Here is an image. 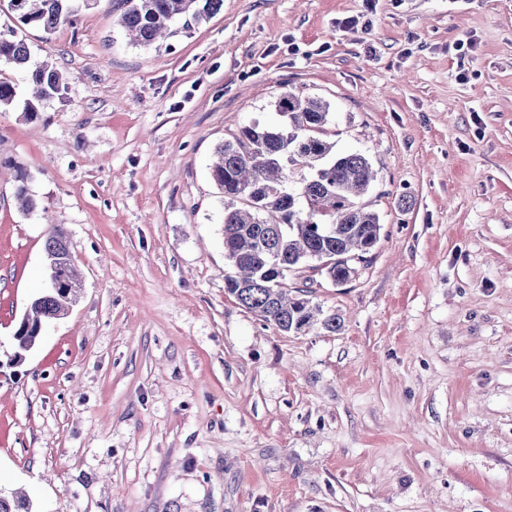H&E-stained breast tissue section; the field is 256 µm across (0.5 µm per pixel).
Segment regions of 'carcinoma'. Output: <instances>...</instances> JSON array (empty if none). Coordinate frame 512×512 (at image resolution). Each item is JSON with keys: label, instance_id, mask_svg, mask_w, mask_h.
<instances>
[{"label": "carcinoma", "instance_id": "obj_1", "mask_svg": "<svg viewBox=\"0 0 512 512\" xmlns=\"http://www.w3.org/2000/svg\"><path fill=\"white\" fill-rule=\"evenodd\" d=\"M8 2L21 25L51 34L74 24L80 6L87 7L92 0ZM223 5L224 0H122L117 24L136 44L150 47L174 35L175 21L185 20L183 28L188 29ZM1 62L30 73L35 92L24 106L28 117L36 115L41 102L68 90L62 73L36 59L13 30L0 33ZM15 98L13 82L0 72V108L12 106ZM275 111L277 123L255 120L215 150L211 177L224 194V256L234 270L225 277V290L284 332L301 333L316 324L335 332L341 328L340 317L290 294L285 279L289 271L308 262L316 263V269L337 285L351 279V261L363 260L380 240L379 215L357 202L369 192L376 173L364 154H338L336 144L323 137L329 107L322 100L288 89L276 98ZM27 180L19 173L15 198L29 213L37 203ZM44 250L57 265L62 287H48L29 302L24 323L13 334L20 361L40 341L44 324L67 315L81 287L70 242L60 228L51 227ZM0 512H31L30 503L24 497L0 494Z\"/></svg>", "mask_w": 512, "mask_h": 512}]
</instances>
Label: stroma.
Wrapping results in <instances>:
<instances>
[{"label": "stroma", "mask_w": 512, "mask_h": 512, "mask_svg": "<svg viewBox=\"0 0 512 512\" xmlns=\"http://www.w3.org/2000/svg\"><path fill=\"white\" fill-rule=\"evenodd\" d=\"M120 0L16 30L68 76L0 110V492L32 512H512V0H224L162 46ZM365 13V12H364ZM368 156L381 238L289 290L286 333L224 292L213 152L285 89ZM38 202L23 213L19 173ZM66 233L81 288L24 361L13 332Z\"/></svg>", "instance_id": "stroma-1"}]
</instances>
